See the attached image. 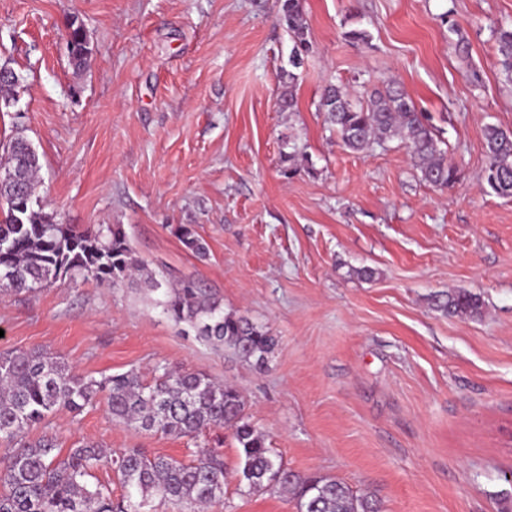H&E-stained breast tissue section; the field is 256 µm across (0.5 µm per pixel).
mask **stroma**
I'll return each mask as SVG.
<instances>
[{"mask_svg":"<svg viewBox=\"0 0 512 512\" xmlns=\"http://www.w3.org/2000/svg\"><path fill=\"white\" fill-rule=\"evenodd\" d=\"M279 8L0 0V64L20 77L0 140L19 129L37 151L44 211L123 225L147 268L201 282L279 340L260 371L185 334L162 292L65 278L0 296V352L42 350L97 378H148L160 364L200 372L243 394L289 469L336 478L381 512H512V198L483 179L485 126L512 132L494 34L512 24V0H302L311 49L291 112L279 106L292 48ZM74 21L89 38L82 67L68 47ZM354 28L370 45L349 41ZM392 81L429 117L453 186L421 181L399 142L354 152L325 125V85L357 100ZM285 152L295 174L282 172ZM181 224L207 258L185 250ZM451 289L478 295L481 315L435 310ZM44 432L64 452L92 442L185 461L192 445L218 446L228 478L207 512H297L281 491L240 490L224 428L194 442L136 430L101 396L29 436ZM179 241L195 256H205L207 246L202 238L198 236L192 225L181 224L175 230Z\"/></svg>","mask_w":512,"mask_h":512,"instance_id":"obj_1","label":"stroma"}]
</instances>
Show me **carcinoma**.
I'll list each match as a JSON object with an SVG mask.
<instances>
[{"instance_id": "carcinoma-1", "label": "carcinoma", "mask_w": 512, "mask_h": 512, "mask_svg": "<svg viewBox=\"0 0 512 512\" xmlns=\"http://www.w3.org/2000/svg\"><path fill=\"white\" fill-rule=\"evenodd\" d=\"M293 41L288 67L281 78L293 83L309 49L301 0H281L277 16ZM502 59L501 72L512 79V26L495 30ZM70 43L74 63L88 56L83 25L72 23ZM18 75L8 63L0 65V100L9 94ZM319 111L336 131L342 145L361 151L372 144L398 140L404 145L422 181L446 187L454 183L456 168L439 147L428 118L407 94L389 84L355 104L338 84L324 87ZM488 159L485 181L498 196L512 198V132L489 125L484 130ZM0 202L6 213L0 221V295L32 293L62 277L95 280L120 288L139 279L145 287L165 289L163 311L175 323L215 346L233 350L257 369L265 370L277 340L245 316L224 311L209 290L194 280L168 282L139 261L122 224H100L94 231L61 224L39 207L36 189L41 163L20 132L0 145ZM176 234L195 256L207 246L192 225L180 224ZM435 310L448 315L481 313L480 298L466 290L441 292ZM107 393L109 413L135 429L197 438L212 427L232 430L237 443L239 484L249 492L274 487L292 493L299 512H380L377 500L355 495L345 484L326 476H303L285 466L266 443V436L246 415L238 390L209 376L158 365L147 380L139 372L106 376L100 380L68 369L57 356L41 351L0 353V439L16 442L0 459V512H147L156 498L185 503L191 509L207 506L224 496L226 469L218 448H200L188 462L132 448L112 454L94 443H82L60 456L56 440L45 434L24 439L32 427L50 414L66 409L80 412ZM99 467L116 473L125 489L118 501L105 487H92L87 478Z\"/></svg>"}]
</instances>
